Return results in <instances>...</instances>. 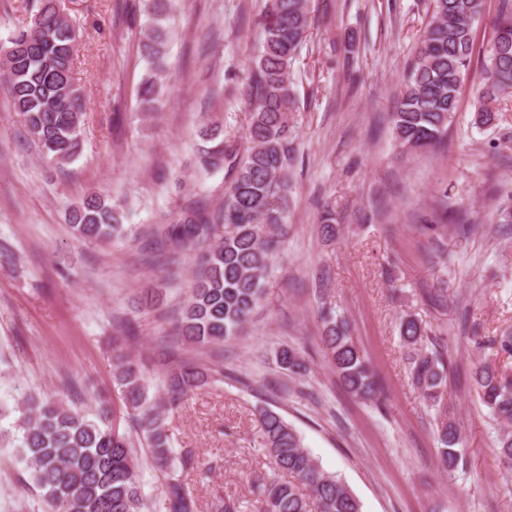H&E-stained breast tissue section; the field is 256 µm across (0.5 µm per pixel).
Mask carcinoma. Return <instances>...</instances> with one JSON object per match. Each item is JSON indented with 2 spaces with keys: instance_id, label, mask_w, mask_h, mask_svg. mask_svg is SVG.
<instances>
[{
  "instance_id": "cac0c4a2",
  "label": "carcinoma",
  "mask_w": 512,
  "mask_h": 512,
  "mask_svg": "<svg viewBox=\"0 0 512 512\" xmlns=\"http://www.w3.org/2000/svg\"><path fill=\"white\" fill-rule=\"evenodd\" d=\"M493 20L486 66L479 91L477 120H494L490 105L512 89V0ZM172 0H143L148 24L140 30L141 53L149 65L139 84L145 111L163 94L159 73L166 66L167 21ZM482 20V0H432L423 39L414 50L391 114L395 139L411 151L442 144L456 112L474 50V27ZM312 27L309 0H266L264 37L248 74L249 120L246 147L228 139L205 150V171L226 166L230 181L224 200L212 208L197 199L178 220L162 226L154 251L143 261L157 264L166 244L198 251V263L175 336L204 346L239 335L261 303L265 278L278 243L287 233L288 168L294 159L289 114L297 111L290 70ZM80 31L62 0H37L30 24L13 31L0 47V82L13 111L41 151L60 164L80 147L86 101L76 72ZM123 215L101 196L91 194L71 208L68 223L83 239L110 238L123 229ZM322 343L345 388L355 396L379 401L381 383L350 335L347 322L329 312L320 316ZM399 333L413 384L435 404L448 385L450 364L418 320L401 318ZM114 371L123 409L112 426L29 395L18 454L31 469L48 512H145L137 473L135 443L120 427L130 421L151 450L157 469L167 477L168 512H198L195 498L179 475L188 456L176 457L165 427L166 411L209 373L190 357L177 356L166 373L164 392L151 396L141 367L119 354ZM284 374L301 376L306 359L285 345L275 352ZM472 386L492 420L503 425L498 452L512 461V374L490 362L475 365ZM261 445L273 469L294 481H264L256 486L262 512H361L359 500L338 476L324 472L298 431L276 411L258 408ZM440 456L454 469L462 460V431L452 421L439 433Z\"/></svg>"
}]
</instances>
